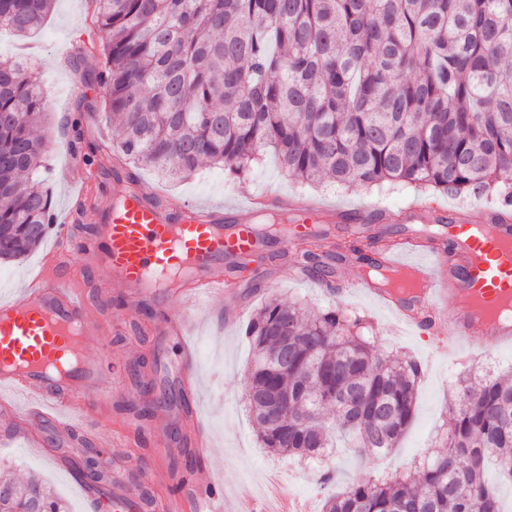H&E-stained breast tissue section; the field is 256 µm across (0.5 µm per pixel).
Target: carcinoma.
<instances>
[{
    "mask_svg": "<svg viewBox=\"0 0 512 512\" xmlns=\"http://www.w3.org/2000/svg\"><path fill=\"white\" fill-rule=\"evenodd\" d=\"M94 2L120 162L170 181L203 162L243 176L270 149L305 184L504 187L512 204V0ZM52 4L0 0V31L29 33ZM44 110L32 73L1 60V262L24 258L53 226L47 143L34 134ZM340 248L319 240L305 259L321 273ZM371 329L340 306L261 305L245 336L263 446L318 465L322 512H504L484 468L493 460L512 482V371L461 381L441 450L418 476L368 475L327 493L326 449L344 442L378 459L414 414L422 365L374 345ZM35 508L68 512L37 477L0 481V512Z\"/></svg>",
    "mask_w": 512,
    "mask_h": 512,
    "instance_id": "1",
    "label": "carcinoma"
}]
</instances>
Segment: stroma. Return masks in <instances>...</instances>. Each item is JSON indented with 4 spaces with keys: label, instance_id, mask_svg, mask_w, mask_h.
<instances>
[{
    "label": "stroma",
    "instance_id": "1",
    "mask_svg": "<svg viewBox=\"0 0 512 512\" xmlns=\"http://www.w3.org/2000/svg\"><path fill=\"white\" fill-rule=\"evenodd\" d=\"M94 10L91 0H55L38 30L21 39L8 36L0 40V59L29 57L44 90L46 114L41 133L49 145L51 170L46 185L53 211L58 216L79 212L84 224L94 223L97 209L111 200L112 178L103 175L97 166L86 165L83 156L93 152L111 160L115 137L113 127L102 118L105 89L94 78L96 58H87L78 65L73 62L76 47L99 39L93 25ZM75 142L79 143L80 152L72 151ZM136 174L142 185L166 199L203 205H221L272 192L312 197L343 212L377 206L381 209L382 224L398 230L403 227L404 209L413 203L445 208L465 205L470 209V222L481 224L485 221V208L501 201L497 194L454 195L408 187L347 191L326 184L305 186L286 177L271 153L265 154L240 179L206 165L177 182L158 181L148 169H137ZM55 244V234H48L41 246L23 260L1 265L0 290L23 287L39 272L43 257ZM271 298L284 303L299 302L313 309L339 305L354 310L371 321L373 339L382 349L408 353L424 365L413 421L389 456L366 463L351 449H330L329 458L340 488L370 472L403 476L413 473L420 459L436 450L448 424L449 407L459 380L512 367V346L478 354L464 363L439 357L434 352V336H422L406 328L361 290L336 295L319 282H296L288 273L281 272L256 285L236 320H226V306L221 300L214 299L202 306L190 338L198 376L187 387L171 371L172 365L182 359L180 345L156 334V320L145 319L132 311L130 305H118L106 298L91 312L94 317L122 324L121 331L108 338L110 353L119 359L121 370L97 394L98 400L110 403L111 411L102 418L76 417L68 430L47 421L37 422L47 449L58 451L63 443L81 450L94 447L95 431L107 427L119 437L111 453L125 459L129 479H136L145 463L172 468L179 459L189 456L194 461V477L223 480L227 503L257 496L262 482L270 478L295 493L310 512H320L317 471L302 468L262 448L248 410L246 385L252 349L243 328L257 308ZM190 396L196 399L202 415L207 435L205 446H159L158 434L176 431L169 409L179 407ZM4 470L20 479L37 475L58 498L67 501L70 512H90L85 496L65 469L48 466L41 456L20 443L0 445V471Z\"/></svg>",
    "mask_w": 512,
    "mask_h": 512
}]
</instances>
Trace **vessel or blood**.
Wrapping results in <instances>:
<instances>
[{
  "label": "vessel or blood",
  "mask_w": 512,
  "mask_h": 512,
  "mask_svg": "<svg viewBox=\"0 0 512 512\" xmlns=\"http://www.w3.org/2000/svg\"><path fill=\"white\" fill-rule=\"evenodd\" d=\"M292 213L298 222L292 239L319 233L320 223L331 222L330 210L318 203L281 195H255L235 205L237 213L259 209ZM487 223L471 224L468 211L451 213L454 253L439 241L438 209L412 204L406 209L408 229L378 252V267L405 271L417 283L411 296H395L362 282L373 300L415 331L436 335L438 354L457 357L512 345V321L497 311L512 303V220L495 219L487 209ZM93 241L76 233L74 224L56 227L62 251L49 255L50 264H62L79 252L87 268L104 270L96 283L100 296L122 289L133 305L165 300L168 310L159 325L165 336L183 338L198 304L216 296L238 299V273L260 251L258 228L241 224L222 211L196 205H161L143 187L121 192L102 212ZM111 325L94 318L86 289L68 278L41 273L24 288L0 299V391L23 397L28 407L0 403V435L23 440L27 447L42 442L29 417L68 426L73 408L67 391L93 392L114 372L112 362L91 360L87 353L105 345ZM188 426L186 440L202 444L205 431L194 405L179 415ZM181 492L164 502L158 512H266L258 499L238 500L225 507L223 490L213 483L188 477ZM81 488L96 512H142V495L120 469H113L106 488L82 482Z\"/></svg>",
  "instance_id": "1"
}]
</instances>
